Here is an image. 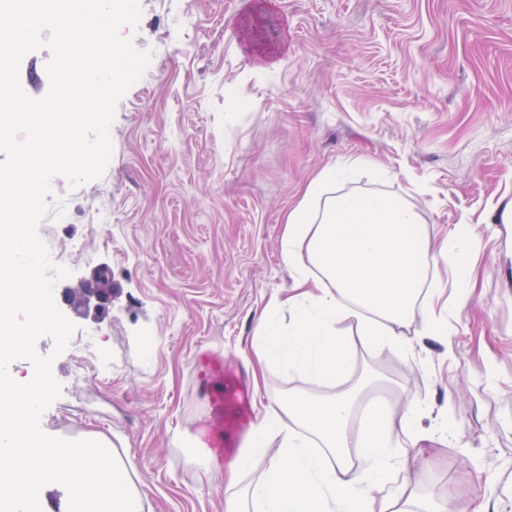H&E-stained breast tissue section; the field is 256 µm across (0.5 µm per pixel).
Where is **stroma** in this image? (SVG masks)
<instances>
[{
	"label": "stroma",
	"instance_id": "stroma-1",
	"mask_svg": "<svg viewBox=\"0 0 512 512\" xmlns=\"http://www.w3.org/2000/svg\"><path fill=\"white\" fill-rule=\"evenodd\" d=\"M275 3L288 54L264 72L233 32L247 0H139L134 43L151 57L116 107L113 156L99 179L54 178L70 219L38 225L48 248L84 249L55 297L101 266L112 279L105 316L60 306L103 340L54 355L62 394L41 428L110 437L134 463L143 512H224L225 467L205 439L219 385L206 366L250 385L252 423L276 397L328 395L278 365L255 380L253 342L271 299L292 292L286 212L320 169L349 165L337 193L404 197L431 239L465 241L475 287L448 311L447 273L430 300L445 318L427 335L416 315L409 357L339 323L346 385L371 373L364 404L423 403L406 470L419 500L512 512V223L487 222L512 200V0ZM230 98L245 108L227 111ZM92 210L108 220L89 224Z\"/></svg>",
	"mask_w": 512,
	"mask_h": 512
}]
</instances>
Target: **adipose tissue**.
I'll list each match as a JSON object with an SVG mask.
<instances>
[{"label":"adipose tissue","mask_w":512,"mask_h":512,"mask_svg":"<svg viewBox=\"0 0 512 512\" xmlns=\"http://www.w3.org/2000/svg\"><path fill=\"white\" fill-rule=\"evenodd\" d=\"M272 8L273 0H252L236 26L243 53L260 70L277 69L288 48L286 29L267 41L256 31ZM347 177L345 168H325L285 216L281 254L299 292L264 311L254 351L260 364L284 365L331 393L278 398L258 421L248 452L225 476L227 488H235L253 455L271 452L267 472L247 488L254 512H369L371 494L379 490L385 493L379 512H411L412 494L399 480L408 455L398 445L400 437L413 436L419 406L408 401L395 411L377 403L356 412V394L340 389L350 360L336 325L356 320L368 344L409 355L403 329L415 316L430 270H456V298L468 299L466 246H435L403 198L337 195V183ZM284 308L290 322L283 330L278 314ZM353 448L363 451L362 469L349 463Z\"/></svg>","instance_id":"ef3b65f1"}]
</instances>
